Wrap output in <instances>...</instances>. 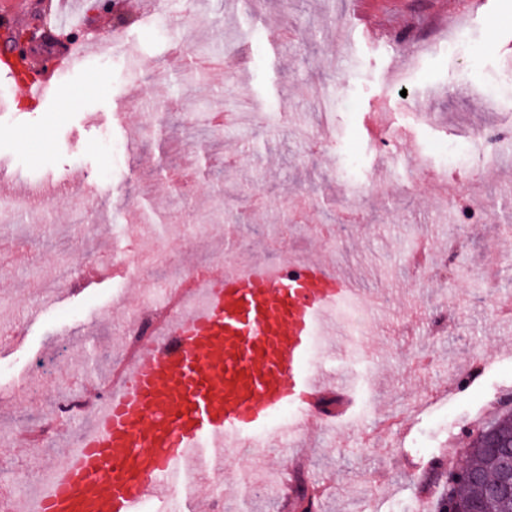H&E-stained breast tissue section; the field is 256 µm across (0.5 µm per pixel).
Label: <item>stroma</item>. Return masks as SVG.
Instances as JSON below:
<instances>
[{"label": "stroma", "mask_w": 512, "mask_h": 512, "mask_svg": "<svg viewBox=\"0 0 512 512\" xmlns=\"http://www.w3.org/2000/svg\"><path fill=\"white\" fill-rule=\"evenodd\" d=\"M45 2L0 0V18L26 5L54 37L105 40L119 55L109 68L85 58L26 107L0 70V162L16 174L0 208V244L15 250L0 268V465L60 463L56 444L22 457L14 438L46 428L60 400L121 358L124 318L150 277L116 279L115 255L146 259L167 242L191 268L227 251L269 263L284 249L323 253L381 298L358 330L308 354L313 372L348 377L358 422L303 428L274 467L315 485L312 512H439L433 473L463 462L473 432L512 406V0H256L252 19L243 0L188 13L170 0L156 30L139 7L120 17L81 0L69 31ZM453 16L470 30L449 52ZM144 61L153 79L136 98ZM188 115L211 157L178 189ZM464 126L482 142L462 141ZM126 142L132 154L115 161ZM64 175L105 192L58 194ZM75 209L91 212L89 227L70 224ZM50 234L66 245L49 256ZM77 256L98 282L53 284L54 264Z\"/></svg>", "instance_id": "35a3bbf8"}]
</instances>
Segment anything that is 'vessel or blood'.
<instances>
[{
  "mask_svg": "<svg viewBox=\"0 0 512 512\" xmlns=\"http://www.w3.org/2000/svg\"><path fill=\"white\" fill-rule=\"evenodd\" d=\"M71 53L25 84L32 100L51 93ZM198 305L162 319L124 365L123 384L93 413L52 471L31 512H137L181 490L224 461L225 448L258 447V430L295 405L301 426L328 423L325 388L307 352L341 304H375L355 279L325 262L290 254L274 267L237 262L207 275Z\"/></svg>",
  "mask_w": 512,
  "mask_h": 512,
  "instance_id": "b4317fda",
  "label": "vessel or blood"
}]
</instances>
